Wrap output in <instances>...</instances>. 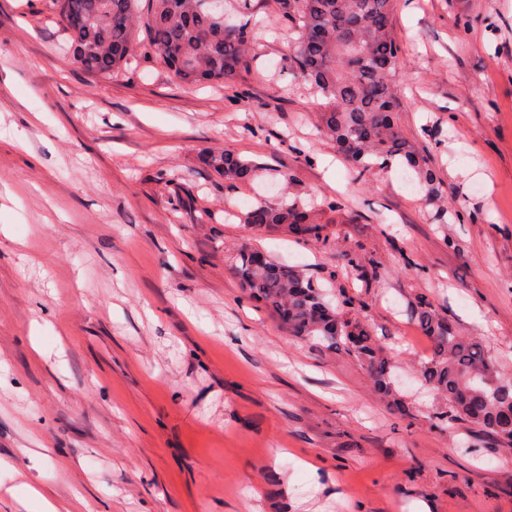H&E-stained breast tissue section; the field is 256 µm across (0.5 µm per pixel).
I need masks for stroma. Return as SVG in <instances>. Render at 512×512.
Returning <instances> with one entry per match:
<instances>
[{
	"instance_id": "obj_1",
	"label": "stroma",
	"mask_w": 512,
	"mask_h": 512,
	"mask_svg": "<svg viewBox=\"0 0 512 512\" xmlns=\"http://www.w3.org/2000/svg\"><path fill=\"white\" fill-rule=\"evenodd\" d=\"M254 61L187 87L157 57L103 80L46 0H0V512H512V445L434 426L418 300L512 375V0H394L403 164L357 178L251 0ZM225 148L262 173L226 189ZM317 200L322 238L244 223ZM356 300L411 417L341 349L288 335L241 244ZM357 253L349 270L346 253Z\"/></svg>"
}]
</instances>
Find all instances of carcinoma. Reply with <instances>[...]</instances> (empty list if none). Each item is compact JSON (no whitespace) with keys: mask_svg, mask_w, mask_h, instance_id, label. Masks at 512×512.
<instances>
[{"mask_svg":"<svg viewBox=\"0 0 512 512\" xmlns=\"http://www.w3.org/2000/svg\"><path fill=\"white\" fill-rule=\"evenodd\" d=\"M393 0H279L285 19L298 37L293 71L320 96L323 134L363 176L387 160L402 158L431 196L436 178L427 156L413 148L396 121L400 103L396 74L400 47L393 33ZM70 42L74 61L103 79L121 74L129 57L143 50L159 56L185 85L224 82L248 68L256 23L250 0H230L239 14L231 24L224 0H49ZM143 40H138L139 34ZM206 163L229 187L254 176L259 163L226 150H211ZM315 207L295 201L260 205L244 217L246 224L281 226L303 222L320 236ZM233 271L249 298L273 314L288 307L286 329L292 336L328 348H344L366 366L378 390L401 415L388 358L368 326L326 299L302 270L271 259L251 261L243 246ZM414 320L430 337L433 350L420 368L428 388L446 397L448 410L435 413V425L463 420L491 443L512 444V379L505 377L483 347L457 333L448 318L425 300L413 309Z\"/></svg>","mask_w":512,"mask_h":512,"instance_id":"1","label":"carcinoma"}]
</instances>
